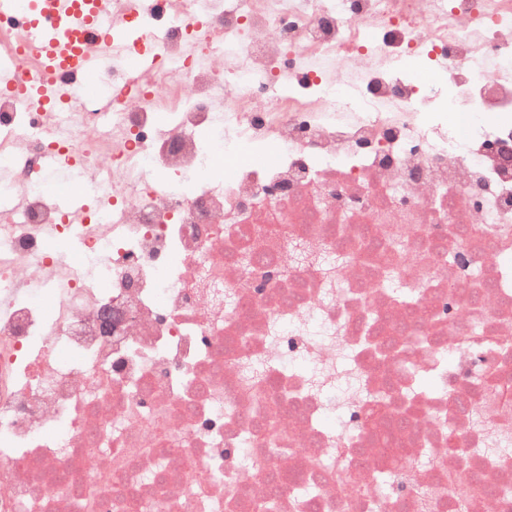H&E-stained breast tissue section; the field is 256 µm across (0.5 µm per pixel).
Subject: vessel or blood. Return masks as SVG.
<instances>
[{
	"mask_svg": "<svg viewBox=\"0 0 512 512\" xmlns=\"http://www.w3.org/2000/svg\"><path fill=\"white\" fill-rule=\"evenodd\" d=\"M111 11L112 0H28L19 11L9 0H0V14L23 32L20 54L40 67L30 84L0 73V92L31 99L48 111L65 102L74 85L96 96L100 61L84 45L111 39L98 23L100 15Z\"/></svg>",
	"mask_w": 512,
	"mask_h": 512,
	"instance_id": "1",
	"label": "vessel or blood"
}]
</instances>
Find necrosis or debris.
I'll return each mask as SVG.
<instances>
[{
    "mask_svg": "<svg viewBox=\"0 0 512 512\" xmlns=\"http://www.w3.org/2000/svg\"><path fill=\"white\" fill-rule=\"evenodd\" d=\"M100 24L104 101L0 95V512H459L475 487L512 512V455L471 423L512 433V0H113ZM244 140L266 161L223 167ZM292 237L347 261L291 263ZM371 343L392 455L304 385Z\"/></svg>",
    "mask_w": 512,
    "mask_h": 512,
    "instance_id": "obj_1",
    "label": "necrosis or debris"
}]
</instances>
